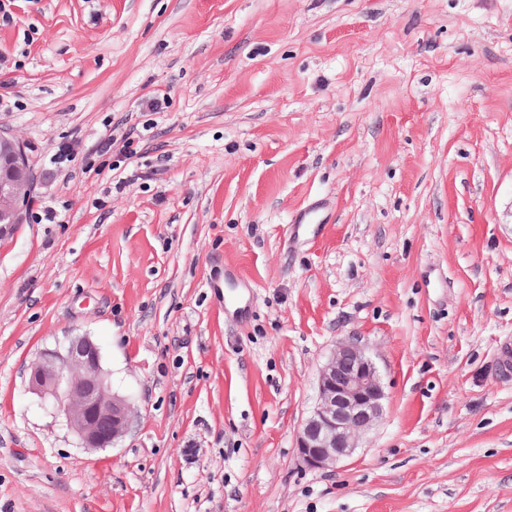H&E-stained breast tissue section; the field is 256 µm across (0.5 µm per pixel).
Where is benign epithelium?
Instances as JSON below:
<instances>
[{"label": "benign epithelium", "instance_id": "obj_1", "mask_svg": "<svg viewBox=\"0 0 512 512\" xmlns=\"http://www.w3.org/2000/svg\"><path fill=\"white\" fill-rule=\"evenodd\" d=\"M23 143L0 132V231L21 224L35 188ZM29 389L57 406L81 444L109 448L126 435L134 407L112 392L98 345L76 336L62 350L41 354L30 366ZM385 397L377 369L360 343H337L323 366L318 402L297 432L296 447L309 469L334 470L349 459L362 434L382 415Z\"/></svg>", "mask_w": 512, "mask_h": 512}]
</instances>
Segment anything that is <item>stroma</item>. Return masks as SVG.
<instances>
[{"label":"stroma","mask_w":512,"mask_h":512,"mask_svg":"<svg viewBox=\"0 0 512 512\" xmlns=\"http://www.w3.org/2000/svg\"><path fill=\"white\" fill-rule=\"evenodd\" d=\"M0 130V512H512V0H0ZM73 336L114 447L28 388ZM352 337L383 416L312 470ZM23 143L0 131V234L4 225L22 224L35 179Z\"/></svg>","instance_id":"obj_1"}]
</instances>
